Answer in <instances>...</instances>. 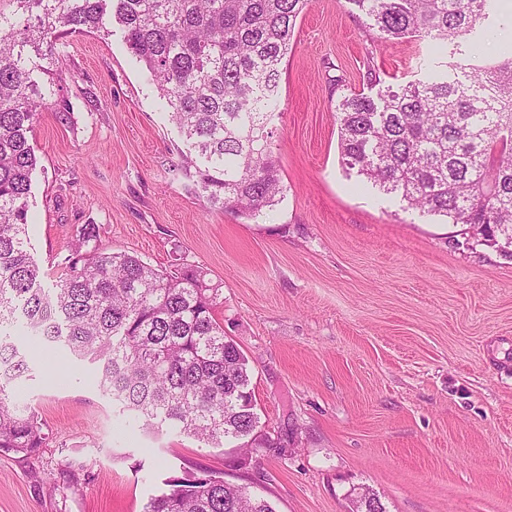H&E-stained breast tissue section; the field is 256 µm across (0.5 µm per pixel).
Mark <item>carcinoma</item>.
Segmentation results:
<instances>
[{
  "label": "carcinoma",
  "instance_id": "obj_1",
  "mask_svg": "<svg viewBox=\"0 0 512 512\" xmlns=\"http://www.w3.org/2000/svg\"><path fill=\"white\" fill-rule=\"evenodd\" d=\"M382 42H425L459 60L424 79L336 101L342 162L407 207L512 243V57L471 63L461 40L491 24V0H349ZM307 0H0V337L19 321L92 365L102 393L144 429L213 448L258 427L248 360L224 336L221 286L98 244L81 228L55 286L31 254L29 141L52 95L58 41L118 24L179 130L186 175L227 212L258 219L283 193L272 155L277 85ZM25 356L0 344V450L47 445L38 411L12 401ZM143 512H276L210 476L171 479Z\"/></svg>",
  "mask_w": 512,
  "mask_h": 512
}]
</instances>
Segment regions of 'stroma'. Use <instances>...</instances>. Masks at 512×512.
<instances>
[{
    "mask_svg": "<svg viewBox=\"0 0 512 512\" xmlns=\"http://www.w3.org/2000/svg\"><path fill=\"white\" fill-rule=\"evenodd\" d=\"M471 44H512V0ZM33 127L29 236L44 287L82 225L162 271L221 284L224 334L249 361L268 436L245 450L156 436L113 411L88 363L39 354L12 397L50 436L0 452V512H143L166 480L212 474L276 512H512V259L346 170L336 100L420 78L419 45L371 40L350 0H308L279 71L284 195L260 220L174 172L180 135L120 30L65 38Z\"/></svg>",
    "mask_w": 512,
    "mask_h": 512,
    "instance_id": "stroma-1",
    "label": "stroma"
}]
</instances>
